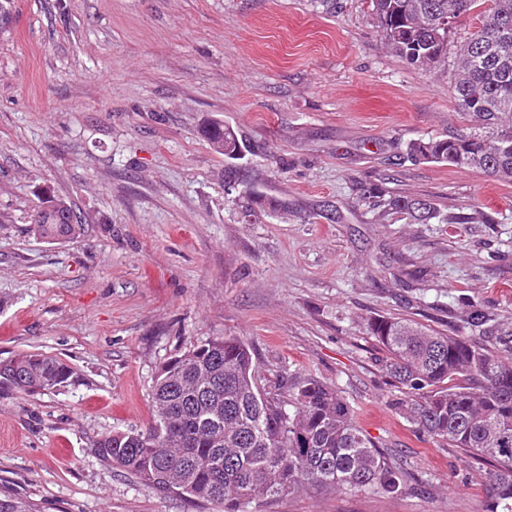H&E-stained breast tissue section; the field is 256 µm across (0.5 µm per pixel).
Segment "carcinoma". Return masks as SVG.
I'll use <instances>...</instances> for the list:
<instances>
[{"label": "carcinoma", "instance_id": "1", "mask_svg": "<svg viewBox=\"0 0 512 512\" xmlns=\"http://www.w3.org/2000/svg\"><path fill=\"white\" fill-rule=\"evenodd\" d=\"M387 49L407 64L444 69L465 130L407 145L406 155L512 182V0H370ZM474 18L464 35L448 27ZM228 160L245 150L216 123L204 130ZM54 195L39 199L33 232L74 238L81 222L60 221ZM386 214L426 224L433 204L414 195L379 198ZM443 224H487L480 210L448 213ZM368 334L388 357L385 373L401 397L395 408L442 447L464 448L491 466L484 512H512V339L495 348L438 333L412 320H369ZM60 360L25 353L0 362V387L34 395L64 386ZM259 367L240 338L208 339L158 369L151 392L154 423L110 433L96 446L138 483L191 503L217 502L224 512H251L262 500L302 490L394 495L408 472L357 425L341 391L314 378L278 381L259 390ZM0 512H40L25 498L0 493Z\"/></svg>", "mask_w": 512, "mask_h": 512}]
</instances>
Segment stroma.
<instances>
[{
  "label": "stroma",
  "mask_w": 512,
  "mask_h": 512,
  "mask_svg": "<svg viewBox=\"0 0 512 512\" xmlns=\"http://www.w3.org/2000/svg\"><path fill=\"white\" fill-rule=\"evenodd\" d=\"M223 121L245 146L217 153ZM446 75L387 49L369 0H0V362L42 353L57 390H0V489L41 512H222L142 486L94 451L146 430L169 357L236 336L263 384L314 376L411 476L399 495L312 490L261 512H482L486 466L395 409L378 316L512 332V183L405 154L465 128ZM481 208L490 224L379 218L359 186ZM254 188L287 219L249 207ZM84 233L29 231L43 189ZM204 130V134L216 152L224 154L228 160L239 159L245 150L244 143L239 141L236 133L223 125L216 123Z\"/></svg>",
  "instance_id": "35a3bbf8"
}]
</instances>
